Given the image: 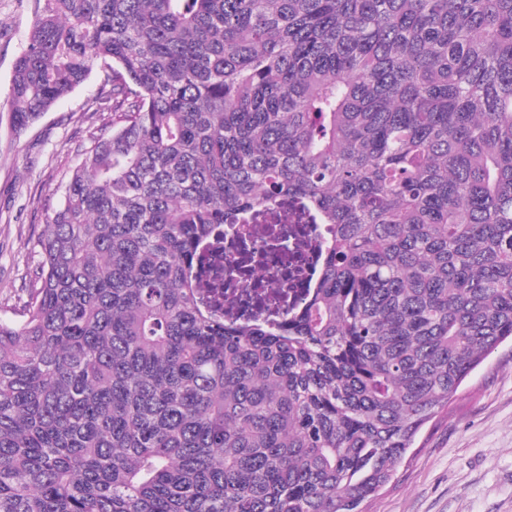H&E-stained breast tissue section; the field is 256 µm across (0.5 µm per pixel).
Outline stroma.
I'll return each mask as SVG.
<instances>
[{
  "label": "stroma",
  "instance_id": "stroma-1",
  "mask_svg": "<svg viewBox=\"0 0 512 512\" xmlns=\"http://www.w3.org/2000/svg\"><path fill=\"white\" fill-rule=\"evenodd\" d=\"M35 0H0V317L20 320L36 286L37 241L63 202L61 184L107 113H91L101 74L21 135L9 89ZM364 512H512V344L503 343L427 423Z\"/></svg>",
  "mask_w": 512,
  "mask_h": 512
}]
</instances>
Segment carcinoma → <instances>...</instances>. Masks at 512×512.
<instances>
[{"label":"carcinoma","mask_w":512,"mask_h":512,"mask_svg":"<svg viewBox=\"0 0 512 512\" xmlns=\"http://www.w3.org/2000/svg\"><path fill=\"white\" fill-rule=\"evenodd\" d=\"M19 136L102 73L0 318V512H362L512 339V0H36ZM295 197L333 227L288 324L190 273Z\"/></svg>","instance_id":"1"}]
</instances>
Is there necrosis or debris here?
I'll return each instance as SVG.
<instances>
[{
  "label": "necrosis or debris",
  "instance_id": "necrosis-or-debris-1",
  "mask_svg": "<svg viewBox=\"0 0 512 512\" xmlns=\"http://www.w3.org/2000/svg\"><path fill=\"white\" fill-rule=\"evenodd\" d=\"M324 225L302 207L276 206L228 224L197 278L224 298L227 318L276 319L298 306L318 280ZM238 268L228 273V258Z\"/></svg>",
  "mask_w": 512,
  "mask_h": 512
}]
</instances>
